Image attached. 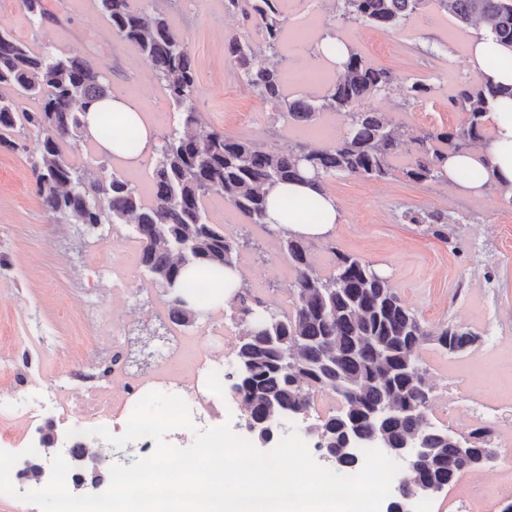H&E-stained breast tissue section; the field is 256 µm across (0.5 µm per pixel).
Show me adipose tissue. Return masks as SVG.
Masks as SVG:
<instances>
[{
    "label": "adipose tissue",
    "mask_w": 512,
    "mask_h": 512,
    "mask_svg": "<svg viewBox=\"0 0 512 512\" xmlns=\"http://www.w3.org/2000/svg\"><path fill=\"white\" fill-rule=\"evenodd\" d=\"M497 59L496 69H489L490 59ZM468 64L472 72L489 74L495 82L512 86V50L496 42L488 32L482 31L471 38L468 45ZM109 110L124 124L133 126L139 134V150L127 152L120 138L101 141L100 146L115 157L138 163L142 152L148 151L155 137L152 123L146 120L141 107L116 96L107 97L92 106L86 116L87 131L96 134L100 111ZM487 121L494 128V138L487 148L449 158L446 165L448 184L455 191L468 194L481 193L490 181L512 183V113L501 110L489 112ZM297 204L315 202L317 215L303 218L285 212L284 201ZM267 222L272 227L306 239L330 236L338 222L334 199L317 187L304 182L278 186L270 195Z\"/></svg>",
    "instance_id": "obj_1"
}]
</instances>
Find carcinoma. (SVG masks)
I'll return each mask as SVG.
<instances>
[{"label":"carcinoma","mask_w":512,"mask_h":512,"mask_svg":"<svg viewBox=\"0 0 512 512\" xmlns=\"http://www.w3.org/2000/svg\"><path fill=\"white\" fill-rule=\"evenodd\" d=\"M112 33L134 44L165 87L179 114V125L158 136L151 157L152 190L144 199L129 180L116 173L90 178L70 164L65 147L84 139L87 110L111 94L102 64L78 56L36 50L0 26V147L29 151L30 170L43 206L67 224H127L140 247V264L158 285L176 281L189 296L202 293L207 275L237 267L247 242L215 224L203 199L224 200L243 224L267 226V202L281 183L310 179L320 185L333 176L382 180L392 175L390 158L404 156L400 173L418 182H445L448 156L462 154L487 137L486 116L512 88L489 78L465 81L448 105L465 115L461 125L434 128L403 138L382 113L363 107L374 96L398 95L405 103L428 99L431 85L369 63L343 42L338 72L323 94L310 99L286 94V76L278 66L258 61L259 47L233 34L225 49L238 75L276 115L295 124H312L326 112L343 117L347 131L328 147L296 143L287 149L260 147L212 130L197 133L201 113L194 106L197 72L185 39L176 33L162 0H99ZM283 0H224V10L253 24L265 51L276 55L288 16ZM435 3L460 26L481 25L512 46V0H333L325 32L336 36V20L391 31ZM29 19L39 25L48 16L45 0H21ZM99 134L122 137L125 149L138 148L136 132L101 115ZM34 137L33 147L25 145ZM411 224H425L436 238L448 240L450 218L441 211L408 212ZM293 280L291 309L271 308L240 285L229 302L231 316L243 327L236 343V367L218 381H231L249 414L248 422L304 415L314 393L329 391L340 405L317 425L316 448H338L348 434L378 435L388 448L418 437L427 448L412 483L440 490L461 474L460 448L452 433L428 418L431 386L419 365L421 346L434 342L458 354L477 341L464 326L429 329L401 301L388 278L356 255L335 252L336 271L324 276L313 266L307 240L288 235L282 241ZM167 316L175 324L194 323L190 302L173 297ZM492 430L468 433L469 458L478 468L480 444Z\"/></svg>","instance_id":"1"}]
</instances>
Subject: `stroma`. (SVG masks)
Masks as SVG:
<instances>
[{
  "label": "stroma",
  "instance_id": "obj_1",
  "mask_svg": "<svg viewBox=\"0 0 512 512\" xmlns=\"http://www.w3.org/2000/svg\"><path fill=\"white\" fill-rule=\"evenodd\" d=\"M46 5L52 18L39 26L20 0H0V25L35 47L111 67L114 95L140 105L157 131L177 125L163 85L137 49L113 35L98 0L84 6L78 0H46ZM331 7V0H289L277 58L287 74L288 95L322 94L334 77L315 51V35ZM166 10L175 31L188 39L198 75L194 105L203 131L218 129L281 148L299 141L328 147L344 133L343 122L327 116L312 125L277 118L271 105L238 79L224 51L225 38L254 29L225 13L224 0H169ZM470 34L434 4L393 32L357 24L338 31L371 64L433 86L428 100L405 107L393 98L366 100V107L385 113L408 136L463 121V114L449 110L448 98L459 81L471 76L466 65ZM325 188L336 201L339 222L330 237L309 243L317 270L334 271L335 251L357 255L373 262L428 326L450 322L475 333L477 342L457 355L431 343L422 346L420 365L432 387L429 417L462 434L481 424L494 426L495 446L512 451V416L502 417L497 410L512 403V205L489 189L467 195L448 183L417 184L398 172L378 181L330 177ZM204 206L226 233H247L261 247L260 253L241 255V281L266 305L290 310L292 270L278 236L242 226L219 197H206ZM420 209L452 217L447 240L405 223V211ZM167 299L140 265L139 246L127 226L88 233L58 223L42 205L28 156L0 148V373L13 366L16 350L24 349L32 357L34 376L33 384L0 399V427L12 430L16 445L28 440L33 421L44 415L37 403L40 383L57 382L61 396H72L65 366L83 354L91 337H112L133 375H188L196 356L213 351L222 353L225 371H232L235 354L224 344L236 342L241 329L226 321L228 307L205 310L193 325L179 326L166 316ZM219 319L224 334L217 337L210 326ZM169 336L186 343L180 361L162 356ZM503 485L512 486V459L460 474L430 498L428 512H502L505 501L498 489Z\"/></svg>",
  "mask_w": 512,
  "mask_h": 512
}]
</instances>
